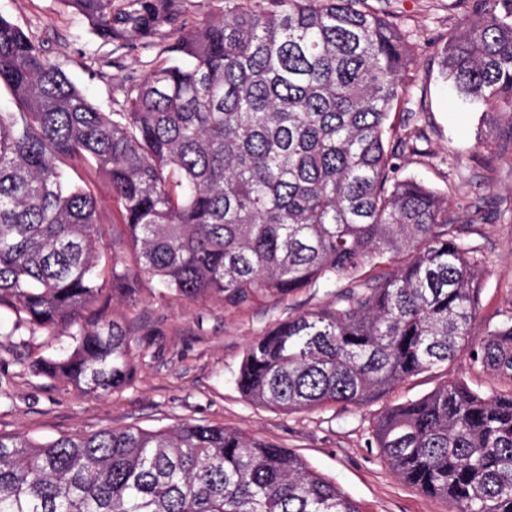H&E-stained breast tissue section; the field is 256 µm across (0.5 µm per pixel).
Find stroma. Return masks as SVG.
Returning <instances> with one entry per match:
<instances>
[{
    "label": "stroma",
    "instance_id": "stroma-1",
    "mask_svg": "<svg viewBox=\"0 0 512 512\" xmlns=\"http://www.w3.org/2000/svg\"><path fill=\"white\" fill-rule=\"evenodd\" d=\"M374 11L400 16L417 64L412 93L395 114L401 134L424 131L427 156H408L400 176H414L447 195L465 241L483 260L479 304L468 342L481 345L512 309V124L483 118L458 101L440 77L438 50L457 25L453 0H368ZM0 17L21 25L43 43L55 61L104 112L123 100L127 79H142L170 44L118 48L102 43L63 0H0ZM486 221L472 223L474 212ZM333 289L309 288L282 302L243 310L204 305L162 295L143 282L133 302L114 301L111 313L142 345L132 384L109 396L82 394L30 369L40 356L65 352L66 327H14L0 313V434L49 439L62 434L138 425L171 427L186 420L256 434L302 456L333 479L366 512H451L448 502L405 484L375 447L371 430L388 409L455 379L474 388L512 389V381L474 366L468 355L404 381L363 405L333 404L315 411L284 413L249 402L235 377L247 343L288 316L329 307Z\"/></svg>",
    "mask_w": 512,
    "mask_h": 512
}]
</instances>
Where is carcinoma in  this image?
<instances>
[{"label":"carcinoma","instance_id":"carcinoma-1","mask_svg":"<svg viewBox=\"0 0 512 512\" xmlns=\"http://www.w3.org/2000/svg\"><path fill=\"white\" fill-rule=\"evenodd\" d=\"M106 43L179 32L167 56L95 107L40 41L0 17V310L13 324L77 326L34 373L96 395L126 388L133 339L109 318L141 279L241 309L338 286L330 309L250 340L235 378L286 413L361 405L468 348L482 277L448 198L398 176L421 155L391 114L415 52L366 0H64ZM440 49L458 97L512 118V0H479ZM106 176L107 258L95 182ZM473 361L512 380V313ZM374 442L394 472L452 512H512V389L448 379L387 411ZM0 512H363L300 457L191 420L38 441L0 435Z\"/></svg>","mask_w":512,"mask_h":512}]
</instances>
